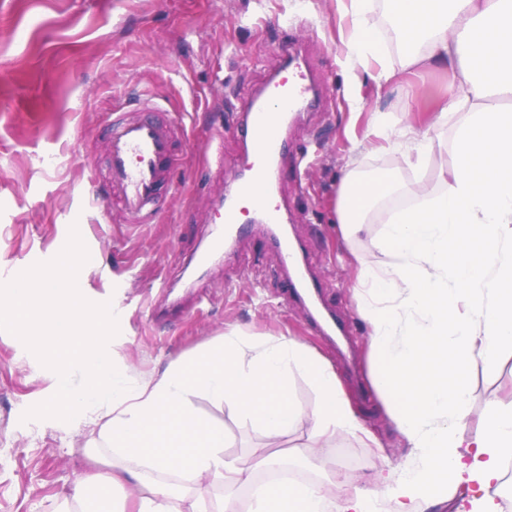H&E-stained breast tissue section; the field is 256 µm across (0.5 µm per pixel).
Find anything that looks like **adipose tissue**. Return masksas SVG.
Listing matches in <instances>:
<instances>
[{
	"instance_id": "1",
	"label": "adipose tissue",
	"mask_w": 512,
	"mask_h": 512,
	"mask_svg": "<svg viewBox=\"0 0 512 512\" xmlns=\"http://www.w3.org/2000/svg\"><path fill=\"white\" fill-rule=\"evenodd\" d=\"M405 66L445 68L455 80L426 107V130L407 124L410 164L433 150L431 130L458 114L447 189L400 186L396 172L358 177L348 168L337 204L351 233L372 204L397 189L421 202L396 213L377 243L386 260L359 266L355 299L370 328L372 377L409 464L379 473L375 485L353 479L336 501L327 484H265L250 512H429L452 488L478 486L455 512H500L490 493L512 453V399L467 431L466 377L500 348L512 347V110L493 102L512 94V0H392ZM354 19L346 47L360 63L382 51L369 20L371 0H337ZM86 265L78 242L37 274L17 268L0 290V324L35 344L54 396L47 418L88 422L97 430L95 462L65 512H90L95 494L129 490L119 512H235L236 493L255 468L224 454V426L204 417L205 398L262 428L270 446L307 421L329 443L363 427L332 365L284 336L256 337L232 327L203 350L180 356L150 378L133 380L105 352L109 316L81 286ZM318 393L303 408L291 397L294 372ZM206 487L221 488L215 498Z\"/></svg>"
}]
</instances>
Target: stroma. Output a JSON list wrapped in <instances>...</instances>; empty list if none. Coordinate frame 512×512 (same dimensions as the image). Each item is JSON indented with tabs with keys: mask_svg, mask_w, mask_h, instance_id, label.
<instances>
[{
	"mask_svg": "<svg viewBox=\"0 0 512 512\" xmlns=\"http://www.w3.org/2000/svg\"><path fill=\"white\" fill-rule=\"evenodd\" d=\"M370 22L384 53L353 66L336 0H0V271L53 264L62 247L80 239L91 258L82 280L87 297L123 313L107 350L138 380L230 326L312 346L333 365L375 439L342 434L308 457L298 449L314 440L301 424L275 454L340 499L352 490L350 476L369 478L409 457L373 383L369 327L353 292L355 257L372 266L383 261L375 243L387 211L405 194L378 200V216L342 236L336 198L344 167L356 162L367 178L393 170L402 184L438 189L440 171L455 163L451 126L436 132L438 145L419 168L364 141L373 113L405 119L408 107L433 103L452 79L445 70L404 66L387 0H374ZM288 29L306 47L328 102L292 125L293 153L312 162L306 188L288 181L279 192L288 235L322 284L319 304L347 325L345 358L289 303L285 269L261 226L220 256H205L215 230L210 209L232 186L210 152L239 160L244 104L278 70ZM383 69L389 81H377ZM144 91L162 107L157 120L179 125L171 159L179 191L160 197L155 223L134 224L107 187L101 128L115 120L114 103L136 109ZM93 195L103 205H90ZM467 381L474 428L489 407L512 398V350L479 365ZM52 394L36 351L0 326V512H61L92 467L89 429L43 415ZM198 405L223 422L225 456L252 463L266 455L258 426L208 400Z\"/></svg>",
	"mask_w": 512,
	"mask_h": 512,
	"instance_id": "1",
	"label": "stroma"
}]
</instances>
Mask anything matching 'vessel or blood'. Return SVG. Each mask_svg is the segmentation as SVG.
Here are the masks:
<instances>
[{
	"instance_id": "vessel-or-blood-1",
	"label": "vessel or blood",
	"mask_w": 512,
	"mask_h": 512,
	"mask_svg": "<svg viewBox=\"0 0 512 512\" xmlns=\"http://www.w3.org/2000/svg\"><path fill=\"white\" fill-rule=\"evenodd\" d=\"M322 100L320 85L303 69L300 53L295 50L246 103L242 140L249 162L235 169L232 195L216 204L225 232L237 230L238 204L242 201L252 202L261 223H284L283 207L272 191L281 180V163L291 151L288 116L316 111ZM159 109V104L144 102L139 117L107 127V180L123 212L138 224L151 223L152 208L167 180L172 157V127L153 117ZM278 250L291 271L289 295L294 302L304 303L305 292L319 289L320 283L309 278L307 265L289 245H279Z\"/></svg>"
}]
</instances>
